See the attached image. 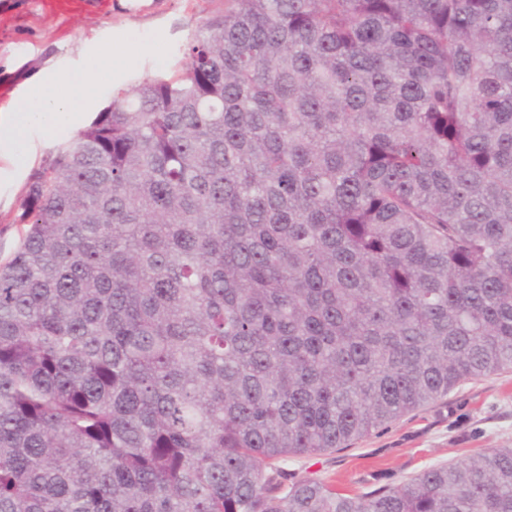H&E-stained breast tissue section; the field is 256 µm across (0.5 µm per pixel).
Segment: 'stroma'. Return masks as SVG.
I'll use <instances>...</instances> for the list:
<instances>
[{
    "label": "stroma",
    "instance_id": "obj_1",
    "mask_svg": "<svg viewBox=\"0 0 512 512\" xmlns=\"http://www.w3.org/2000/svg\"><path fill=\"white\" fill-rule=\"evenodd\" d=\"M224 13V0H0V111L38 70L65 72L93 53L125 59L104 76L97 110L148 77L180 71L189 38ZM71 133L35 138L25 167L0 159V262L19 246L27 183ZM490 448H512V371L458 386L442 400L351 446L280 460L283 485L312 477L353 494L397 485L436 465L462 463Z\"/></svg>",
    "mask_w": 512,
    "mask_h": 512
}]
</instances>
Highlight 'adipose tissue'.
Instances as JSON below:
<instances>
[{
  "mask_svg": "<svg viewBox=\"0 0 512 512\" xmlns=\"http://www.w3.org/2000/svg\"><path fill=\"white\" fill-rule=\"evenodd\" d=\"M100 66L94 55L78 70L37 73L26 94L0 113V155L17 164L27 155L35 133L72 131L92 106Z\"/></svg>",
  "mask_w": 512,
  "mask_h": 512,
  "instance_id": "ef3b65f1",
  "label": "adipose tissue"
}]
</instances>
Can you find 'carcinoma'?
Returning a JSON list of instances; mask_svg holds the SVG:
<instances>
[{
	"label": "carcinoma",
	"instance_id": "carcinoma-1",
	"mask_svg": "<svg viewBox=\"0 0 512 512\" xmlns=\"http://www.w3.org/2000/svg\"><path fill=\"white\" fill-rule=\"evenodd\" d=\"M30 178L0 512H512V448L274 461L512 370V0H227Z\"/></svg>",
	"mask_w": 512,
	"mask_h": 512
}]
</instances>
